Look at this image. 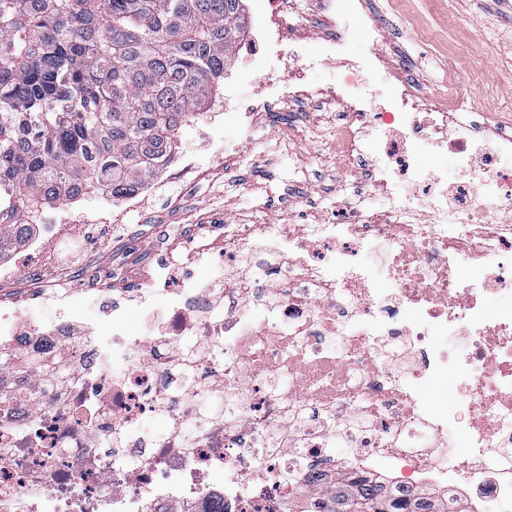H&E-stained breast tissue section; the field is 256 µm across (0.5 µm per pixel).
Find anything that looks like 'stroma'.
<instances>
[{
    "mask_svg": "<svg viewBox=\"0 0 512 512\" xmlns=\"http://www.w3.org/2000/svg\"><path fill=\"white\" fill-rule=\"evenodd\" d=\"M357 4L382 30L377 48L381 63L365 79L384 97L394 96L400 82L408 80L424 96L441 102L459 97L485 120L501 125L512 121V0H452L448 8L442 0H337L331 11L317 6L308 22L302 19L309 10L307 0H293L287 36L320 53L331 31L329 12L346 14ZM246 67L241 50L233 49L226 91L264 107L265 120L253 138L241 137L236 114L225 112L219 97L184 123L176 148L177 155L204 165L209 147L233 141L237 173L214 182H179L170 189L171 200L126 216L118 230L124 239L120 249L88 247L89 264L82 273L88 288L71 298L87 321L104 319L94 287L106 282L138 287L159 240L183 239L194 223L233 224L246 214L271 224L290 216L300 224H317L335 209L340 182L368 179L367 161L350 169L338 163L339 109L322 103L318 95L342 85L348 66L324 62L298 70L291 82L294 95L286 101L269 93L262 72L237 82L238 72ZM272 124L288 129L287 139L275 147L267 139ZM262 153L268 156L265 165H254Z\"/></svg>",
    "mask_w": 512,
    "mask_h": 512,
    "instance_id": "stroma-1",
    "label": "stroma"
}]
</instances>
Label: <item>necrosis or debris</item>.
I'll use <instances>...</instances> for the list:
<instances>
[{
    "instance_id": "1",
    "label": "necrosis or debris",
    "mask_w": 512,
    "mask_h": 512,
    "mask_svg": "<svg viewBox=\"0 0 512 512\" xmlns=\"http://www.w3.org/2000/svg\"><path fill=\"white\" fill-rule=\"evenodd\" d=\"M288 7L266 0L245 49L272 85ZM329 99L343 107L346 161L372 160L386 208L193 225L181 262L156 264L137 288L136 323L112 305L107 342L79 316L40 323L29 308L82 272L84 240L117 249L127 211L176 181L226 175L221 151L204 169L173 159L84 236L39 224L0 250V294H13L0 306V359L16 363L0 379V512H293L344 475L458 496L470 512L512 499V222L500 216L512 168L499 166L512 132L479 148L463 100L430 104L407 89L381 112L366 108L361 82ZM433 146L457 157L455 180L419 165ZM50 239L54 264L22 280ZM380 244V266L359 263ZM448 331L460 349L433 345ZM448 375L452 400L423 396ZM159 415L168 427L143 432ZM452 434L468 455L455 456Z\"/></svg>"
}]
</instances>
